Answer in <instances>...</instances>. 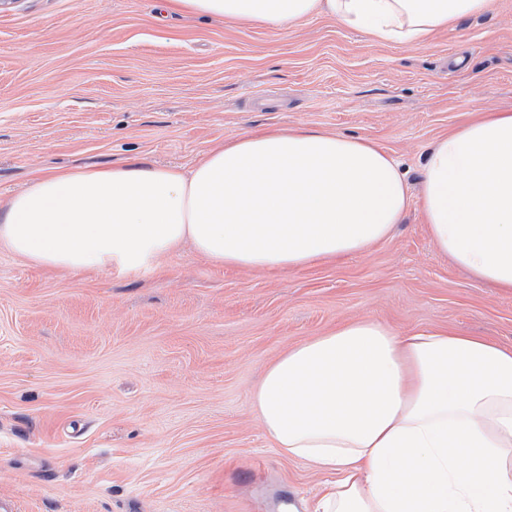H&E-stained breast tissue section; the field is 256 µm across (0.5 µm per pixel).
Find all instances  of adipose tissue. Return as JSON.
<instances>
[{"mask_svg": "<svg viewBox=\"0 0 512 512\" xmlns=\"http://www.w3.org/2000/svg\"><path fill=\"white\" fill-rule=\"evenodd\" d=\"M490 0H167L192 16L295 24L318 13L378 42L421 44ZM411 199L364 137L246 132L192 169L132 159L53 172L0 207V244L36 264L136 270L183 243L226 266L295 270L363 253ZM437 249L512 292V110L483 112L424 157ZM253 407L268 438L330 480L311 512H512V349L448 327L365 319L289 349Z\"/></svg>", "mask_w": 512, "mask_h": 512, "instance_id": "ef3b65f1", "label": "adipose tissue"}]
</instances>
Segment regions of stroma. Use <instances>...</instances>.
I'll return each instance as SVG.
<instances>
[{
	"instance_id": "obj_1",
	"label": "stroma",
	"mask_w": 512,
	"mask_h": 512,
	"mask_svg": "<svg viewBox=\"0 0 512 512\" xmlns=\"http://www.w3.org/2000/svg\"><path fill=\"white\" fill-rule=\"evenodd\" d=\"M512 108V0L379 43L318 14L291 28L160 0L0 5V203L40 173L131 158L192 168L247 131L365 137L418 191L428 145ZM448 326L512 347V293L432 242L418 205L391 238L289 271L191 245L132 271L46 267L0 247V494L18 512H288L325 473L272 448L252 408L268 366L336 324Z\"/></svg>"
}]
</instances>
